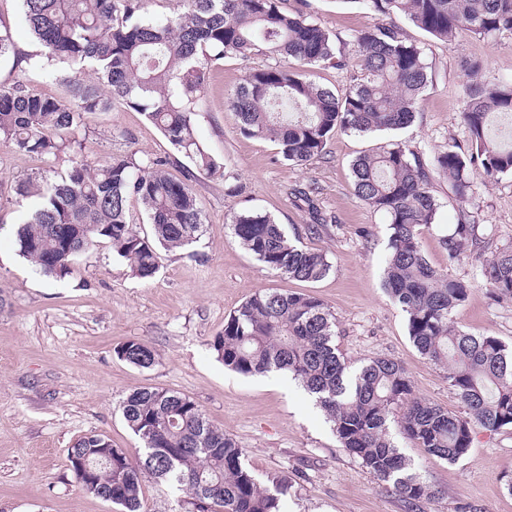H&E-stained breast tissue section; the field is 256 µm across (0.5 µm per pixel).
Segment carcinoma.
Segmentation results:
<instances>
[{
    "label": "carcinoma",
    "mask_w": 512,
    "mask_h": 512,
    "mask_svg": "<svg viewBox=\"0 0 512 512\" xmlns=\"http://www.w3.org/2000/svg\"><path fill=\"white\" fill-rule=\"evenodd\" d=\"M25 24L42 47L38 55L15 48L0 24V58L34 61L64 95L31 92L22 81L0 82V143L51 158L65 145L85 112L104 111L114 101L142 112L192 164L186 177L169 175L160 158L138 162L113 157L92 166L82 159L50 178L30 177L15 194L34 200L16 230L20 254L35 271L63 277L74 260L104 240L141 279L160 267L157 247L174 252L197 239L203 224L192 181L224 175L199 142L194 117L203 110L212 67L229 57L263 54L276 63L249 72L227 96L242 135L277 144L283 158L306 164L321 158L336 129L365 134L398 130L421 111L432 82L423 49L406 42L390 22L402 16L431 37L449 42L460 29L478 38L512 34V0H357L388 19L351 34L357 74L343 94L312 80L315 68L346 66L347 56L319 24L293 16L279 0H176L174 16L143 15L147 0H20ZM469 81L461 89L460 120L468 131L464 151L453 141L427 160L406 142L392 141L351 164L357 197L389 219L384 287L406 313L414 346L431 363L448 368V381L464 404L458 415L414 396L413 384L395 359L375 357L356 370L336 345V316L318 297L259 291L224 321L210 343L225 367L242 375L284 371L315 396L341 446L402 498L409 512L441 494L411 468L394 444L393 432L427 454L450 463L469 452L474 429L512 427V348L494 336H473L449 315L469 296V284L430 265L418 229L436 223L440 204L432 193L448 180L455 199L475 197L473 173L489 181L512 173V79L479 81L481 63L464 61ZM91 72L97 82L84 79ZM145 211L150 232L130 219L131 204ZM234 238L267 270L316 282L331 265L324 253L293 244L268 215L231 216ZM448 259L465 246L486 247L472 212L459 211L442 239ZM483 276L497 301H512V247L495 252ZM117 357L142 369L155 351L130 339ZM123 417L140 439L137 461L128 453L112 467L95 468L86 493L111 494L120 512H140L144 474L171 482L194 512H282L280 491L259 485L242 461V450L212 426L191 399L144 387L121 403ZM99 435L79 438L68 456L91 455Z\"/></svg>",
    "instance_id": "cac0c4a2"
}]
</instances>
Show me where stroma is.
<instances>
[{"mask_svg": "<svg viewBox=\"0 0 512 512\" xmlns=\"http://www.w3.org/2000/svg\"><path fill=\"white\" fill-rule=\"evenodd\" d=\"M280 6L343 39L377 21L355 0H280ZM399 26L408 41L423 47L433 73L414 123L395 132L335 131L325 155L306 165L283 159L271 141L243 136L227 109V93L250 71L271 65V58H228L214 67L195 127L223 162L224 175L195 182L204 220L199 237L177 254H162L150 280L137 277L105 242L78 257L71 274H39L15 245L16 228L32 203L13 192L15 181L52 176L76 157L92 165L117 155L162 157L170 175L184 178L192 168L188 158L145 115L118 102L84 113L74 143L49 160L0 144V512H118L77 488L67 451L79 437L100 433L113 447L135 452L141 442L120 404L141 387L165 388L196 402L211 424L238 443L261 486L287 480L283 512H407L398 495L341 447L323 411L288 373L243 376L224 367L210 347L225 319L254 293L313 294L335 313L336 343L353 365L394 358L413 380L417 398L462 412L447 370L420 354L405 313L382 286L387 220L356 196L351 164L396 140L429 156L451 139L468 145L459 118V91L467 81L462 61L480 60L485 79H511L512 35L483 40L462 30L448 44L407 20ZM474 182L472 208L491 249L449 260L442 238L455 224L459 204L443 179L433 187L437 221L420 227L419 241L434 268L470 285L466 302L451 314L454 325L511 347L512 302L491 298L482 269L494 248L512 246V176L489 182L478 172ZM308 187L321 211L336 218L315 233L306 206L292 196L293 189ZM246 210L270 214L296 245L324 252L329 274L301 282L264 269L233 240L226 222ZM133 338L154 348L151 368L117 357L116 347ZM396 444L441 491L422 512H512V428L476 429L469 453L456 463L401 437ZM141 489L142 512L187 510L184 494L168 482L147 474Z\"/></svg>", "mask_w": 512, "mask_h": 512, "instance_id": "1", "label": "stroma"}]
</instances>
